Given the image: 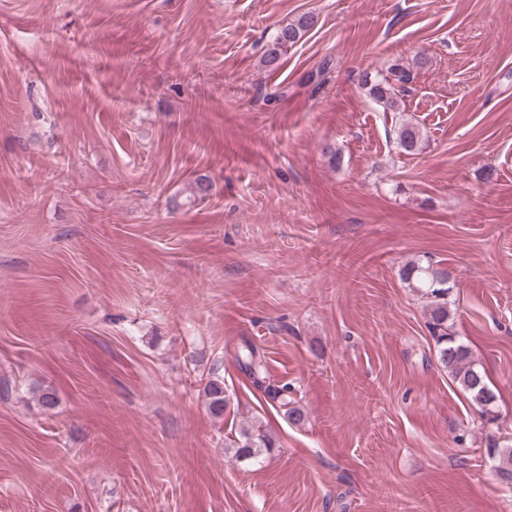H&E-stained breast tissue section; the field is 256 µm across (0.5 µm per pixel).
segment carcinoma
<instances>
[{
    "mask_svg": "<svg viewBox=\"0 0 512 512\" xmlns=\"http://www.w3.org/2000/svg\"><path fill=\"white\" fill-rule=\"evenodd\" d=\"M312 25L313 17L302 15L297 20L280 26L265 52V64L269 67L277 65L282 53L297 43ZM362 86L367 89L369 97L384 110H399L398 91L387 77L378 74L373 76L367 72L362 79ZM396 144L401 152L416 155L423 149L425 135L418 124L404 120L396 129ZM400 277L408 287L426 299L428 329L435 340L438 361L448 370V375L465 396L480 407L482 415L490 422L496 420V395L489 385L485 371L474 359L470 348L451 333L448 327V294L454 286L450 281L452 274L448 272V268L430 262L423 265L418 261H410L401 269ZM241 364L255 382L259 383L264 379L263 355L255 346H247V354ZM203 392L211 413L216 416L224 415L230 406L224 380L218 376L208 378ZM292 394V388L286 384L273 390V398L285 409L288 420L301 424L306 420V415ZM229 447L235 450L236 458L250 460L258 458L264 452H271L274 441L262 426L251 423L240 429L239 437L232 440ZM488 455L496 460V471L502 479L512 481V448H490Z\"/></svg>",
    "mask_w": 512,
    "mask_h": 512,
    "instance_id": "1",
    "label": "carcinoma"
}]
</instances>
